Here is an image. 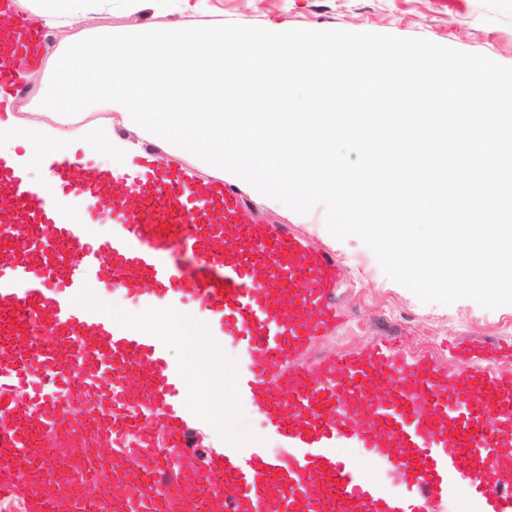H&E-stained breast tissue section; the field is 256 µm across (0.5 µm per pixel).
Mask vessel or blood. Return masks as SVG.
Returning <instances> with one entry per match:
<instances>
[{"label": "vessel or blood", "mask_w": 512, "mask_h": 512, "mask_svg": "<svg viewBox=\"0 0 512 512\" xmlns=\"http://www.w3.org/2000/svg\"><path fill=\"white\" fill-rule=\"evenodd\" d=\"M37 36L24 23L0 25V92L22 93L5 61ZM132 166L129 186L95 169L76 180L73 163L56 165L63 189L80 184L110 220L100 238L95 225L61 218L0 162V196L13 201L0 211V240L15 249L0 265V328L28 338L21 351L0 342V377L22 396L0 402V462L13 471L1 496H15L35 471L49 492L37 495L34 512H111L114 497L133 495L143 512H295L299 501L307 512H453L465 488L473 512H512V487L486 472L512 447L511 375L449 374L392 342L300 363L311 336L348 320L335 302L347 277L335 252L264 223L232 185L153 149ZM105 277L154 310L197 305L206 335L236 349L229 388L254 407L271 445L187 452L202 412L189 404L185 370L155 330L88 303ZM448 352L492 361L511 357L512 345L473 341ZM35 365L49 368L54 392L29 382ZM158 422L171 440L162 465L151 435ZM132 424L141 431L140 479H113L100 493L108 459L90 449L108 448L113 428ZM348 448L365 450L410 492L366 481Z\"/></svg>", "instance_id": "b4317fda"}]
</instances>
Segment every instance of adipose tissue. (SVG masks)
<instances>
[{
  "mask_svg": "<svg viewBox=\"0 0 512 512\" xmlns=\"http://www.w3.org/2000/svg\"><path fill=\"white\" fill-rule=\"evenodd\" d=\"M14 8L24 18L38 25L60 27L71 24L82 13H108L112 0H14ZM10 104L0 105L7 117L0 121V159L9 166L29 175L31 189L47 194L69 219L82 218L91 203L85 194H63L61 181L50 164L51 157H74V145L63 140L52 126L29 124L11 117ZM78 140L92 148V156L99 171L117 178L131 172L132 146L112 135V120L97 117L76 131Z\"/></svg>",
  "mask_w": 512,
  "mask_h": 512,
  "instance_id": "obj_1",
  "label": "adipose tissue"
}]
</instances>
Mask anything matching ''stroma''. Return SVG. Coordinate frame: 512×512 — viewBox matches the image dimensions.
I'll return each instance as SVG.
<instances>
[{
    "label": "stroma",
    "instance_id": "obj_1",
    "mask_svg": "<svg viewBox=\"0 0 512 512\" xmlns=\"http://www.w3.org/2000/svg\"><path fill=\"white\" fill-rule=\"evenodd\" d=\"M173 0H146L132 12L124 0H112L111 13H87L67 27L43 28L42 40L50 49L66 46L75 35L135 33L172 21ZM196 26L237 23L271 31L291 29L374 32L399 37H423L461 51L480 53L494 61L512 65V0H206L201 12L186 14ZM51 79L44 67H33L25 89L12 102L16 118L54 126L63 137H72L80 121L75 116L51 115L39 108ZM250 202L270 222L288 225L312 246L327 248L348 266L350 276L336 290V301L350 312L351 321L342 331L311 337L302 362L327 356L351 354L369 342H397L415 359H433L450 372L477 373L484 370L512 374V358L488 363L479 359L454 362L448 341L489 340L512 343V305L487 309L473 300L450 305L425 304L409 289L389 278L372 250L358 237L339 240L326 228L323 206L299 214L270 205L259 197ZM184 322L172 324L169 354L194 375L203 390L201 405L214 419H231L232 431L223 427L198 426L194 434L197 453L224 442L226 436L250 443L265 440L262 420L249 407L235 400L228 388L225 370L234 352L223 342L212 340L186 354Z\"/></svg>",
    "mask_w": 512,
    "mask_h": 512
}]
</instances>
